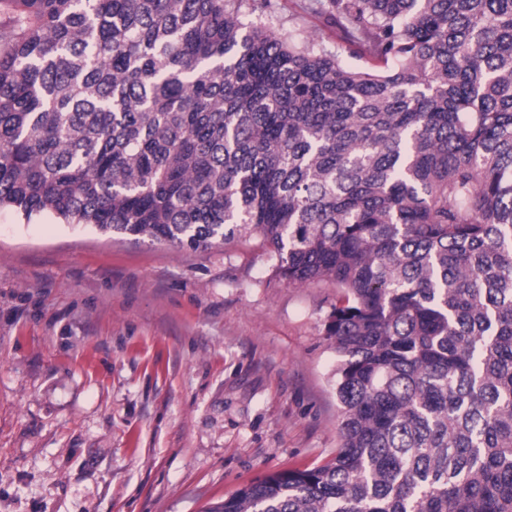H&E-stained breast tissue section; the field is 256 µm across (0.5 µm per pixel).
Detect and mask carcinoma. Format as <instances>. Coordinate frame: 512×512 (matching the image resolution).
<instances>
[{"label": "carcinoma", "instance_id": "1", "mask_svg": "<svg viewBox=\"0 0 512 512\" xmlns=\"http://www.w3.org/2000/svg\"><path fill=\"white\" fill-rule=\"evenodd\" d=\"M0 0V208L336 283L341 445L206 512H512V0ZM277 9L271 14L261 16L275 33H288L296 38L305 36L323 39L326 50L340 54L341 62L350 68L363 67L366 59L361 56L359 49L343 50L345 43L340 39L336 28L329 27L324 16L315 12L310 0H276ZM343 46V49H342Z\"/></svg>", "mask_w": 512, "mask_h": 512}]
</instances>
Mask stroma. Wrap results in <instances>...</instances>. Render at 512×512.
<instances>
[{"label":"stroma","mask_w":512,"mask_h":512,"mask_svg":"<svg viewBox=\"0 0 512 512\" xmlns=\"http://www.w3.org/2000/svg\"><path fill=\"white\" fill-rule=\"evenodd\" d=\"M274 32L319 37L310 0ZM338 290L259 239L202 251L0 209V512H206L340 446L324 328Z\"/></svg>","instance_id":"obj_1"}]
</instances>
